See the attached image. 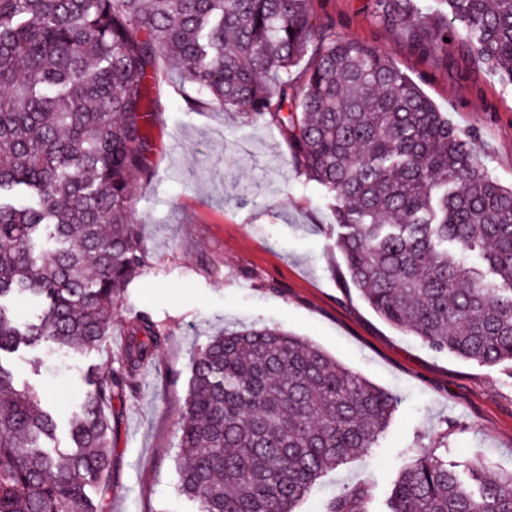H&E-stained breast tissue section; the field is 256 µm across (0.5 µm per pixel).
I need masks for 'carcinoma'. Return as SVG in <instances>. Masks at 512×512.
<instances>
[{"label": "carcinoma", "mask_w": 512, "mask_h": 512, "mask_svg": "<svg viewBox=\"0 0 512 512\" xmlns=\"http://www.w3.org/2000/svg\"><path fill=\"white\" fill-rule=\"evenodd\" d=\"M312 0H0V353L91 351L144 266L131 201L154 172L157 59L194 102L249 105L332 199L352 285L387 323L437 352L512 363V187L502 186L386 56L312 22ZM478 61L512 84V0H438ZM386 26L434 55L448 27L418 0H379ZM303 76L288 77L303 59ZM452 251L477 262H452ZM163 335L136 315L118 366L59 424L0 365V512H98L86 479L115 475L105 408ZM394 396L278 326L226 329L192 362L178 491L198 512H295L321 475L366 455ZM419 449L387 512H512V472ZM328 512H366L359 489Z\"/></svg>", "instance_id": "carcinoma-1"}]
</instances>
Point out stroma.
I'll list each match as a JSON object with an SVG mask.
<instances>
[{"label":"stroma","mask_w":512,"mask_h":512,"mask_svg":"<svg viewBox=\"0 0 512 512\" xmlns=\"http://www.w3.org/2000/svg\"><path fill=\"white\" fill-rule=\"evenodd\" d=\"M378 0H312L315 23L387 54L449 122L468 133L479 159L512 184V85L469 52L464 32L425 56L409 34L379 24ZM166 59L157 63L149 129L152 179L131 203L146 264L134 277L102 344L93 351L23 349L0 356L17 386L49 395L68 420L87 374L111 368L127 323L146 313L165 339L109 408L117 474L109 491L88 481L102 512H196L177 491L180 422L191 363L221 329L277 324L321 347L397 398L393 417L365 457L327 471L297 512L368 490V512H385L391 485L418 448L448 438L452 464L484 461L512 470V364L489 366L431 350L384 321L351 284L336 246L325 191L295 165L287 141L264 119L202 104Z\"/></svg>","instance_id":"obj_1"}]
</instances>
